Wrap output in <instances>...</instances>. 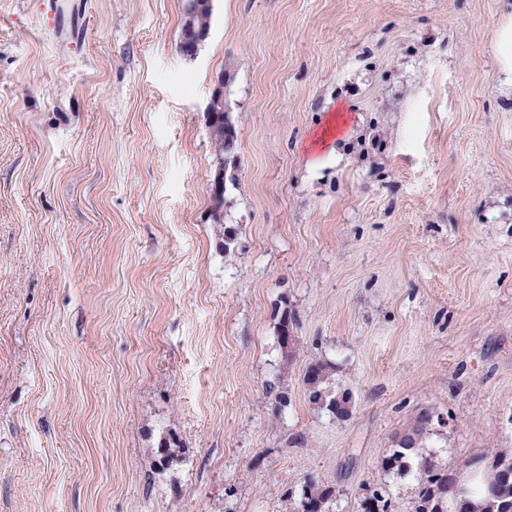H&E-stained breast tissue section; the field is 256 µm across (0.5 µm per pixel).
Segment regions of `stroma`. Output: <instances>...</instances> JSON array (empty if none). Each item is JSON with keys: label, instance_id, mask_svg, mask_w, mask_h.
Segmentation results:
<instances>
[{"label": "stroma", "instance_id": "stroma-1", "mask_svg": "<svg viewBox=\"0 0 512 512\" xmlns=\"http://www.w3.org/2000/svg\"><path fill=\"white\" fill-rule=\"evenodd\" d=\"M212 6L190 58L182 0H0V512H410L419 411L450 471L512 448V0ZM498 51V80L501 89L512 88V17L507 18L495 38ZM510 46V51L508 50ZM215 111L218 114L216 118H212L211 113L206 112L205 114L216 159L219 160V164L224 165L227 159L235 157L236 132L226 103L223 102ZM329 369L328 364L319 361L310 363L307 367L304 382L309 388L310 401L314 404H321L337 417H347L350 413L339 409L337 404L336 396L338 393H332V391L327 390L326 386L324 387L329 380ZM334 495L332 487L309 482L297 507V512H325ZM365 496L358 504V512H399L396 510V505L386 493V491L379 488L366 489Z\"/></svg>", "mask_w": 512, "mask_h": 512}]
</instances>
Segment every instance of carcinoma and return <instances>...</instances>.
Instances as JSON below:
<instances>
[{
    "label": "carcinoma",
    "mask_w": 512,
    "mask_h": 512,
    "mask_svg": "<svg viewBox=\"0 0 512 512\" xmlns=\"http://www.w3.org/2000/svg\"><path fill=\"white\" fill-rule=\"evenodd\" d=\"M216 113L217 117L208 114L206 118L215 155L223 164L235 157L236 132L226 104L219 105ZM279 337L283 348L290 352L296 348L291 317L282 321ZM328 374V364L319 361L309 364L304 382L309 388L310 401L326 407L337 417H347L349 413L339 409L336 394L325 387ZM432 420L430 413H419L397 437L384 461V466L391 470H414L418 484L413 512H512V449L496 448L467 463L473 475L481 478L480 488L474 490L458 474L418 452ZM333 495L332 487L311 481L303 491L297 512H326ZM358 512L398 510L385 491L373 488L360 500Z\"/></svg>",
    "instance_id": "1"
}]
</instances>
